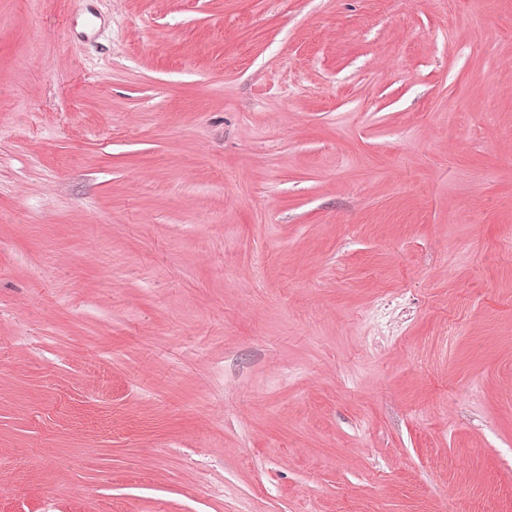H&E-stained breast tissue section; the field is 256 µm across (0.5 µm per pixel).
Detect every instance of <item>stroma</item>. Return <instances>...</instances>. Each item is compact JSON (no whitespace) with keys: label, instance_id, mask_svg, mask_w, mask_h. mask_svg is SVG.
Masks as SVG:
<instances>
[{"label":"stroma","instance_id":"obj_1","mask_svg":"<svg viewBox=\"0 0 512 512\" xmlns=\"http://www.w3.org/2000/svg\"><path fill=\"white\" fill-rule=\"evenodd\" d=\"M0 512H512V0H0Z\"/></svg>","mask_w":512,"mask_h":512}]
</instances>
